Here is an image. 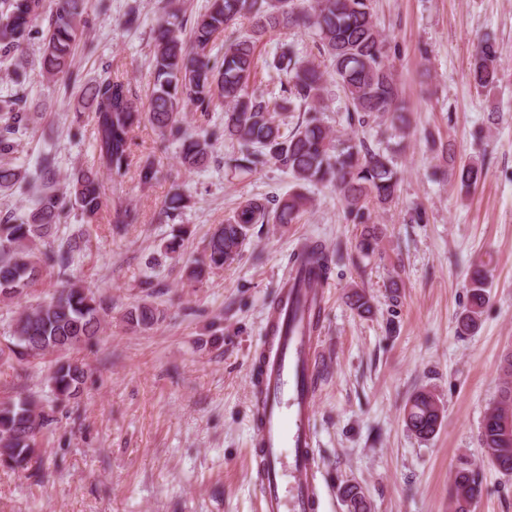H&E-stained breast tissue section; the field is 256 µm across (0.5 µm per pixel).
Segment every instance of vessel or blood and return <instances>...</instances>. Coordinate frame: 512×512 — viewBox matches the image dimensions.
Wrapping results in <instances>:
<instances>
[{
  "label": "vessel or blood",
  "instance_id": "vessel-or-blood-1",
  "mask_svg": "<svg viewBox=\"0 0 512 512\" xmlns=\"http://www.w3.org/2000/svg\"><path fill=\"white\" fill-rule=\"evenodd\" d=\"M324 296L321 288L282 289L261 351L259 512H317L320 505L313 429L319 347L302 311Z\"/></svg>",
  "mask_w": 512,
  "mask_h": 512
}]
</instances>
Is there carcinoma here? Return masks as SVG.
<instances>
[{
    "label": "carcinoma",
    "instance_id": "carcinoma-1",
    "mask_svg": "<svg viewBox=\"0 0 512 512\" xmlns=\"http://www.w3.org/2000/svg\"><path fill=\"white\" fill-rule=\"evenodd\" d=\"M252 19L250 33L217 45L226 29L242 17ZM97 19L88 0H0V63L23 55L32 41L42 44L40 66L45 76L73 79L76 47ZM276 29H311L319 39V52L329 59L337 83L349 103V119L366 123L370 118L390 120L394 130L405 133L406 111L402 90L387 58L386 39L373 19L370 0H312L298 9L291 0H208L192 21L178 8L168 10L153 30L154 85L147 112L130 84L112 76V65L81 96L91 100L87 113L97 165L78 168L67 178L66 190L57 188L56 158L45 153L34 170L5 161L15 152L19 136L29 129L27 94L23 89V64L12 70L17 89L0 102V191L24 185L35 189L33 206L22 214H0V300L20 298L42 275L46 266L58 269L61 286L52 297L23 311L11 326L8 341L0 346V362L36 359L66 352L98 335L108 317L110 303L95 295L75 278L76 256L83 250V234L58 237L62 218L76 212L86 224H96L106 207L101 170L114 179L126 176L130 166L131 132L142 119L158 131L162 142L176 143L179 159L189 169L207 166L215 142L229 139L237 151L224 166L247 176L266 163L288 173L298 190L281 199L250 198L211 234L203 254L187 267L190 286L203 283L211 273L237 261L255 224H293L307 210L310 199L300 191L307 184L332 187L340 196L348 220L369 223L368 204L385 206L397 198L401 181L395 155L364 141L342 142L314 115L321 105L326 72L298 57L294 47L281 43L263 67L287 77L280 108L308 113L287 133L271 112L270 101L248 91L257 68L256 43ZM475 88L490 90L500 82L497 51L483 40L475 48L470 69ZM192 108L207 117L218 110L224 115L198 133L183 126V111ZM448 162L453 183L468 192L482 180L484 166L476 158H457L448 145L439 144ZM187 197L175 190L164 214L173 221ZM137 212L113 207L107 222L117 231L137 222ZM292 268L307 271V288L325 283L333 256L321 243L301 242L293 254ZM490 270L484 262L473 265L467 305L457 320L462 333L473 331L489 301ZM164 316L152 303H138L124 319L133 328L147 329ZM502 378L494 404L512 411V352L504 355ZM86 370L78 362H58L48 383L62 400L75 399L85 384ZM443 410L428 392L409 402L406 424L421 439L433 436L441 426ZM49 421L32 396L0 402V466L26 470L38 463V435ZM478 442L490 465L512 473V427L501 416L485 415ZM478 474L463 463L454 474V512H470L482 496Z\"/></svg>",
    "mask_w": 512,
    "mask_h": 512
}]
</instances>
